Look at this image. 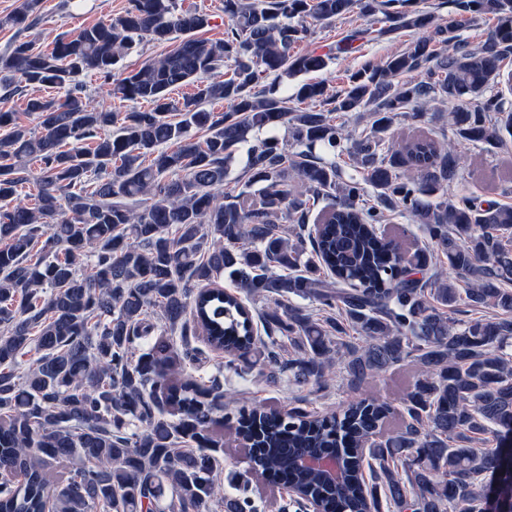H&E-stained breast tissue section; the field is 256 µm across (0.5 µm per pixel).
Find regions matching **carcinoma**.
I'll return each instance as SVG.
<instances>
[{"mask_svg": "<svg viewBox=\"0 0 512 512\" xmlns=\"http://www.w3.org/2000/svg\"><path fill=\"white\" fill-rule=\"evenodd\" d=\"M223 2L230 24L216 41L196 36L210 18L180 0H129L47 50L17 40L0 53L7 93L20 84L64 91L26 100L34 129L0 110V512H255L224 491L222 418L251 441L252 468L291 489L300 510L313 499L321 512H489L487 476L512 498L498 446L512 429V316L450 313L461 304L512 312V207L447 195L460 157L431 138L392 142L380 161L376 147L394 117L437 99L452 105L457 140L506 145L512 111L493 89L509 83L501 62L512 54V0H455L496 19L475 48L451 27L427 31L412 0ZM356 8L380 27L323 53L294 51L310 25ZM38 9L23 0L0 27L27 30ZM401 29L423 35L364 62L336 94L321 80L294 88L295 100L327 108L293 110L275 95L282 75L319 72L356 42ZM148 38L176 45L112 95L150 110L122 115L83 101L77 76L111 80ZM413 72L422 79L399 80ZM180 85L194 92L176 101ZM214 101L229 110H207ZM370 105L360 176L345 179L316 149L342 139L333 113ZM279 124L296 150L263 135ZM241 146L242 188L223 198ZM367 184L382 206L423 224L430 249L406 253L376 232L383 212L358 205ZM320 199L330 211L307 234ZM440 254L466 287L436 269ZM259 299L273 303L260 330L246 306ZM352 331L360 342H347ZM194 336L224 354L229 373L249 360L266 379L299 387L324 386L338 360L353 385L413 362L406 421L386 431L392 408L375 398L325 413H226L218 376L185 373ZM322 452L336 455L342 482L293 465Z\"/></svg>", "mask_w": 512, "mask_h": 512, "instance_id": "1", "label": "carcinoma"}]
</instances>
